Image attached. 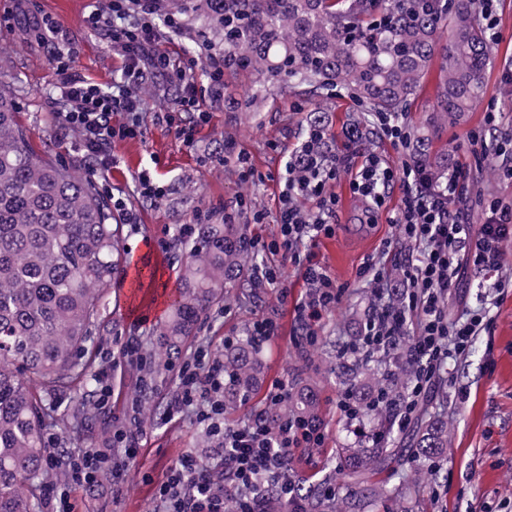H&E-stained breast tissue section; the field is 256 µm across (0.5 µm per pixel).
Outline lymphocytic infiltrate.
Here are the masks:
<instances>
[{
  "instance_id": "1",
  "label": "lymphocytic infiltrate",
  "mask_w": 512,
  "mask_h": 512,
  "mask_svg": "<svg viewBox=\"0 0 512 512\" xmlns=\"http://www.w3.org/2000/svg\"><path fill=\"white\" fill-rule=\"evenodd\" d=\"M158 0H110L94 7L88 25L117 49L124 68L119 81L102 88L85 80L71 67L69 39L50 18L35 25L39 41L49 48L58 63L59 92L54 100L61 107L62 126L76 130L75 147L90 170H106L112 165V145L144 134L146 101L142 88L153 77L162 78L178 91L172 110L158 119L185 145H193L198 126L210 119L206 96H220L224 90V55L209 53L204 68L209 78V94L199 92L192 68L173 64L159 44L166 33H179L180 19L158 20ZM122 113L113 122V113ZM322 127L309 129L300 149L288 160L283 180V203L276 222V239H252L255 251L281 255L300 272L308 291L296 306V319L306 335L341 301L345 290L338 286L307 251L308 243L335 232L336 197L328 188L343 171H350V187L363 197L370 213L379 212L394 185H402L403 206L393 222L399 237L411 248L402 258L407 294L403 311L392 309L383 297L387 283L380 263L368 262L361 278L372 285L379 299L367 321L361 344L367 350L391 345L396 337L410 335L409 354L418 366L410 391L395 416L403 424L418 398L429 389L435 374L445 372L450 361L466 355L478 333L489 327L484 309H468L449 317L444 300L448 297L461 259H469L480 269L493 272L501 265V244L512 239V201L491 199L483 224L471 229L466 215L469 166L456 164L446 181L433 179L427 167L406 157L401 167L390 166L374 153L325 154L321 149ZM299 196L312 198L313 215L297 206ZM418 318L415 332H407L408 315ZM197 406V418L204 423L215 443L216 466L200 464L194 453L183 454L170 468L158 491V512H224L225 484H232L239 497V512H263L266 486L287 484L286 464L291 449L317 448L324 440L320 426L305 420L283 419L270 425L263 413H255L235 426L224 422V364L205 355L193 365L179 370V385L172 407L183 412ZM140 424L127 420L112 429V439L96 448L73 452L67 462L68 487L46 486V512H75L71 491L96 484L110 476L113 485L124 481V472L112 464V444L120 442L128 456H135L141 443Z\"/></svg>"
}]
</instances>
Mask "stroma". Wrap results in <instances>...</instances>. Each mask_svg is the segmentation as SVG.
I'll list each match as a JSON object with an SVG mask.
<instances>
[{
    "label": "stroma",
    "mask_w": 512,
    "mask_h": 512,
    "mask_svg": "<svg viewBox=\"0 0 512 512\" xmlns=\"http://www.w3.org/2000/svg\"><path fill=\"white\" fill-rule=\"evenodd\" d=\"M93 4L94 0H25L23 12L12 17L10 26L0 28V72L18 91L19 119L32 147L76 167L82 164L73 150L78 135L61 130L52 113L56 63L32 28L42 17H52L71 39L74 70L102 87H110L121 75L122 59L87 25ZM496 19L499 40L494 63L487 72V94L476 111L448 123L434 144L435 150H447L449 164H470L468 208L475 224L483 221L480 198L493 195L512 199V183L486 175L501 163V156L492 153L476 160L465 138L467 132L484 128L485 114L492 110L502 113L503 128L512 126V0H497ZM203 41L200 25L189 21L180 34L163 40L160 48L173 62L193 67L198 87L204 91L209 79L200 62ZM442 79L443 72L436 65L422 80L404 114L411 135H419L427 127ZM256 84L254 73L225 71L224 93L208 99L210 121L199 127L196 142L189 148L153 119L154 113L171 108L177 96L174 87L156 81L144 91L143 138L115 142L112 167L92 177L103 196H110L115 189L128 191V205L136 211L138 221L124 227V256L155 269L154 279L142 284L138 293H131L120 273L105 290L104 311L95 328L102 341L96 363L112 368L106 411L114 421H123L129 414L139 384L131 357L122 352L124 342L131 336L144 344L156 339L178 295L186 251L174 242L173 225L192 223L197 211L207 210L211 223H223L229 214L234 223L245 225L249 237L274 239L278 234L275 218L280 208V177L289 157L305 139L307 120L301 105L312 102L321 108L328 153L374 152L392 166L402 164V148L373 132H365L357 143L348 142L346 130L363 124L365 114L347 93L316 96L304 87L284 89L272 84L255 106L245 107L244 101ZM228 144L248 156L251 180L241 181L234 164H217ZM145 169L167 185L163 201L152 203L133 195L135 179ZM350 180V174H342L330 187L337 199L335 235L320 237L310 247L315 261L346 289L336 310L316 328L319 345L332 354L344 351L360 335L374 302L371 288L358 276L364 263L381 261L389 288L406 286L398 275L405 246L398 243L397 229L389 222L402 205V187L389 190L385 210L371 221L365 202L352 192ZM242 195L248 203L239 209L235 203ZM502 253L499 271L464 267L452 291L450 315L482 305L490 311L492 326L477 336L465 358L450 362L447 374L424 403L426 414L448 420V451L436 462L444 480L430 486L409 482L401 502L404 512H512V288H496L498 280L512 278V241L503 242ZM280 271L287 299H280L279 289L259 287L249 299L219 302L201 321L187 347L186 360L191 363L199 351L223 349L225 338L242 335L256 316L275 321L277 334L264 345L263 379L248 402L226 413V424H239L264 409L273 382L294 379L302 367L306 339L296 321L295 306L305 296L306 285L291 263H281ZM307 375L322 394L326 451L294 449L290 468L295 478L338 485L342 478L330 450L344 435L345 416L339 406L344 391L326 370L311 369ZM145 430L135 458L125 462L123 484L113 485L106 477L95 487L75 490L78 512H155L159 486L182 454L191 451L204 465L216 464L204 446L205 427L190 412L155 420Z\"/></svg>",
    "instance_id": "stroma-1"
}]
</instances>
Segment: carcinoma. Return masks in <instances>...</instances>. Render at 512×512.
Segmentation results:
<instances>
[{
  "mask_svg": "<svg viewBox=\"0 0 512 512\" xmlns=\"http://www.w3.org/2000/svg\"><path fill=\"white\" fill-rule=\"evenodd\" d=\"M191 19L224 40V67L245 69L282 87L306 85L344 91L367 112H404L436 58L443 86L435 126L473 112L486 94L495 45L478 23L471 0H199L183 6ZM449 28L448 42L441 31ZM413 157L443 179L448 154L420 138ZM187 253L182 287L158 343L136 366L134 393L143 418L158 416L156 382L181 360L188 339L212 306L244 287L263 263L241 224H199ZM122 227L94 183L79 169L47 159L29 146L14 94L0 89V512H39L37 491L65 476L70 445L90 432L99 370L94 330L108 287L122 262ZM408 337L391 345L403 355L391 366L369 352L336 373L356 406L357 419L374 435L341 443L338 465L346 500L332 499L326 484L297 483L301 512H369L381 500L397 501L404 480L382 486L370 477L430 460L448 448V421L418 415L415 446L394 435V412L415 364L404 355ZM224 361V410L255 391L265 363L262 344L249 334L216 353ZM41 381L36 390L30 379ZM68 398L65 406L59 397ZM315 388L297 380L288 400L267 410L271 424L284 417L318 422ZM63 428L55 472L44 460V428Z\"/></svg>",
  "mask_w": 512,
  "mask_h": 512,
  "instance_id": "obj_1",
  "label": "carcinoma"
}]
</instances>
